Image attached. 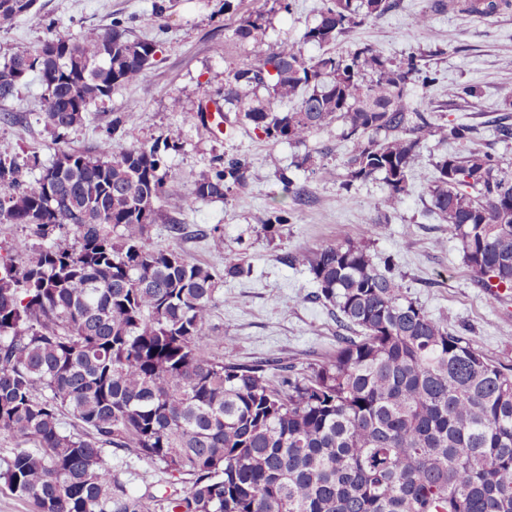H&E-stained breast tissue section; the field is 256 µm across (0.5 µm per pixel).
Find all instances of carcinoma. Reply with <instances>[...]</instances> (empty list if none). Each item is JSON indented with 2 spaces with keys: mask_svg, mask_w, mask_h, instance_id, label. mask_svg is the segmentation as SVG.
<instances>
[{
  "mask_svg": "<svg viewBox=\"0 0 512 512\" xmlns=\"http://www.w3.org/2000/svg\"><path fill=\"white\" fill-rule=\"evenodd\" d=\"M31 2L0 0V30ZM510 6L457 0L482 17ZM393 7L325 0L299 38L274 45L269 12L242 17L234 35L251 49L224 79V124L291 144L338 125L352 144L342 188L382 177L386 211L418 176L427 136L459 144L435 163L432 212L476 283L512 291V175L495 153L467 147L472 128L437 123L415 99L432 73L372 44L307 55ZM47 42L57 54L20 47L0 65V99L22 85L19 72L37 74L41 119L59 139L139 81L157 52L118 23ZM285 100L294 107L277 110ZM176 148L165 138L116 154L108 136L92 153L58 150L33 180L0 155V228L43 241L20 264L0 257V438L11 442L0 482L33 512H512V367L408 299L393 260L382 271L349 240L282 257L307 268L340 326L359 332L305 373L209 354L217 278L144 244L156 203L181 179L164 159ZM249 176L226 154L189 200L224 198ZM292 219L280 205L262 228L272 235ZM244 271L242 254H224V276ZM113 448L185 490L131 494L106 458Z\"/></svg>",
  "mask_w": 512,
  "mask_h": 512,
  "instance_id": "1",
  "label": "carcinoma"
}]
</instances>
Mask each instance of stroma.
Listing matches in <instances>:
<instances>
[{
    "mask_svg": "<svg viewBox=\"0 0 512 512\" xmlns=\"http://www.w3.org/2000/svg\"><path fill=\"white\" fill-rule=\"evenodd\" d=\"M265 0H37L31 14L10 29L0 30V64L20 46L37 47L55 34L78 35L88 28L105 30L120 22L134 39L156 43L157 53L144 78L115 90L93 106L84 124L67 137L72 149L91 150L111 137L114 150L149 145L170 137L179 148L166 160L181 170L180 182L167 186L158 203L161 219L153 224L147 244L173 248L191 262L222 278L224 304L215 311L208 334L210 351L227 361L248 363L278 357L295 371L326 360L344 330L327 304L316 300L317 286L308 270L281 263L283 254L314 250L339 240H364L368 221L385 224L382 236L368 241L375 264L394 257L395 275L405 294L430 316L444 318L448 327L470 339L489 358L512 366V292L495 293L474 282L457 242L445 239L443 226L430 213L423 182L395 210L384 212L379 202L386 193L376 179L344 190V162L351 150L336 127L314 133L300 145L267 139L249 126L225 137L196 113L202 102H216L224 77L242 54L232 37L240 18L262 7ZM433 0H396L380 20L339 39L336 50L354 43L381 48L391 58L421 59L434 74L430 87L418 96L424 105H445L444 123L471 126V147L489 150L512 169V141L499 140L492 117L503 113L502 83L512 78V7L484 18L458 11L453 0L434 9L428 28L414 18ZM323 0H292L291 11L279 12L266 35L267 42L298 37L317 16ZM471 85L475 104L447 106L448 88ZM45 108L43 89L28 78L13 97L0 100V153L50 164L58 149L54 134L40 120ZM133 111L134 119L113 128V118ZM229 153L245 158L251 179L245 189L224 199L192 204V184L210 170L215 156ZM312 163L296 168L303 156ZM305 188L290 224L274 237L262 226L276 198L282 197L280 174ZM189 227L186 238L173 240L168 220ZM220 226L224 249L216 251L204 232ZM242 253L243 275L224 274V254ZM112 465L130 492L170 493L172 479L159 465L113 451Z\"/></svg>",
    "mask_w": 512,
    "mask_h": 512,
    "instance_id": "obj_1",
    "label": "stroma"
}]
</instances>
